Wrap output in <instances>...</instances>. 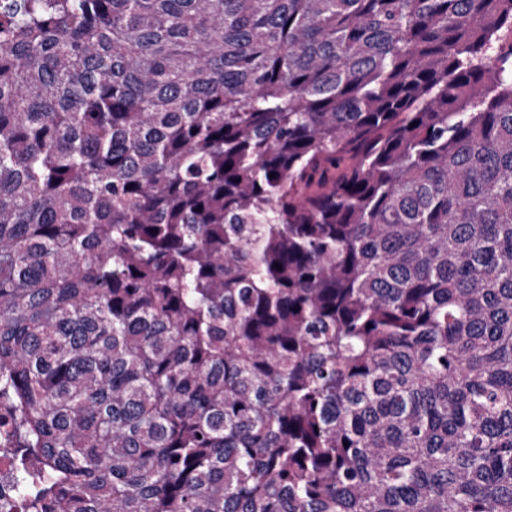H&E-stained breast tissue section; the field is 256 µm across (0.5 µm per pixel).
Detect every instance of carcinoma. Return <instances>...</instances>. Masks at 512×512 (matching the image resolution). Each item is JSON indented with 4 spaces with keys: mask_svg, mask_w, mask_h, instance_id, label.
<instances>
[{
    "mask_svg": "<svg viewBox=\"0 0 512 512\" xmlns=\"http://www.w3.org/2000/svg\"><path fill=\"white\" fill-rule=\"evenodd\" d=\"M23 512H512V0H0Z\"/></svg>",
    "mask_w": 512,
    "mask_h": 512,
    "instance_id": "obj_1",
    "label": "carcinoma"
}]
</instances>
